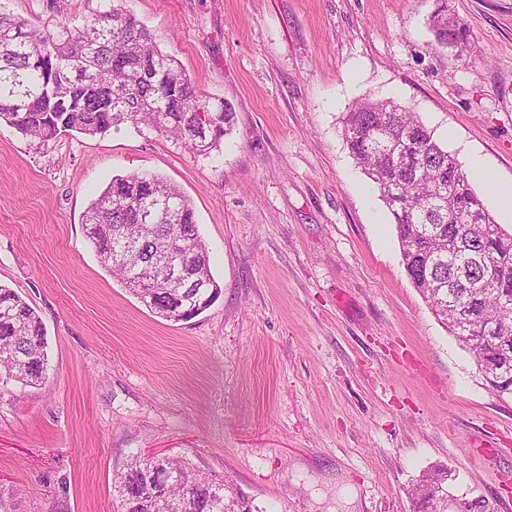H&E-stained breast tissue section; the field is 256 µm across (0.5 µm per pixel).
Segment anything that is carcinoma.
<instances>
[{"mask_svg": "<svg viewBox=\"0 0 512 512\" xmlns=\"http://www.w3.org/2000/svg\"><path fill=\"white\" fill-rule=\"evenodd\" d=\"M438 2L430 16L437 44L468 41L466 24L448 15L447 0ZM233 120L231 105L211 102L123 0H100L82 25L65 22L53 33L0 11V122L38 148L129 123L208 159L222 152ZM344 137L377 191L398 187L383 203L412 284L469 351L489 391L512 397V233L495 223L472 177L408 106L365 98L346 116ZM83 221L101 265L156 316L189 321L219 298L191 203L159 175L113 177ZM173 266L181 279L170 278ZM485 269L493 278L487 288L479 283ZM47 347L37 310L0 285V386L46 382ZM169 465L181 482L168 495L184 500L182 512H224L226 501L237 512H264L225 477L208 479L183 457ZM162 477L152 458L128 463L114 478L119 512H156ZM444 483L423 474L411 490L413 512H448Z\"/></svg>", "mask_w": 512, "mask_h": 512, "instance_id": "cac0c4a2", "label": "carcinoma"}]
</instances>
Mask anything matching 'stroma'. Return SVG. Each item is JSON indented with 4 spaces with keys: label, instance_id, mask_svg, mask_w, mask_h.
<instances>
[{
    "label": "stroma",
    "instance_id": "35a3bbf8",
    "mask_svg": "<svg viewBox=\"0 0 512 512\" xmlns=\"http://www.w3.org/2000/svg\"><path fill=\"white\" fill-rule=\"evenodd\" d=\"M124 0L195 85L233 104L215 160L124 126L39 149L0 124V284L41 316L48 380L0 390V512H117L136 455L184 456L264 512H413L410 488L512 512V399L408 279L393 218L344 141L364 97L418 112L512 181V0ZM98 0H0L57 31ZM156 173L193 203L220 297L152 314L83 230L112 177ZM495 444L500 459L472 458ZM356 501L347 507L345 489ZM440 4L430 16V27L440 47L450 48L455 43L468 42L469 30L459 18L448 16L446 0H438Z\"/></svg>",
    "mask_w": 512,
    "mask_h": 512
}]
</instances>
